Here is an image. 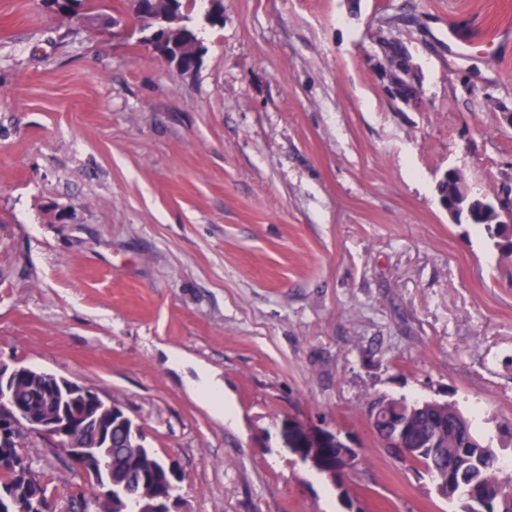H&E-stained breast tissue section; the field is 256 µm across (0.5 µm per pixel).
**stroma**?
<instances>
[{
	"label": "stroma",
	"instance_id": "stroma-1",
	"mask_svg": "<svg viewBox=\"0 0 512 512\" xmlns=\"http://www.w3.org/2000/svg\"><path fill=\"white\" fill-rule=\"evenodd\" d=\"M420 64L394 104L371 34ZM498 34V43L448 42ZM196 74L0 0V363L99 389L176 467L181 512H458L367 399H440L512 457V255L436 183L512 177V0H224ZM224 381V407L197 393ZM361 461L334 485L293 427ZM52 489L85 477L34 437ZM319 439L321 438H313L308 434H303L298 439L288 442V444L291 449L296 451L300 459L304 460L305 464H309L312 468L318 470L323 448H347L336 447V440L332 444L321 446L318 444Z\"/></svg>",
	"mask_w": 512,
	"mask_h": 512
}]
</instances>
